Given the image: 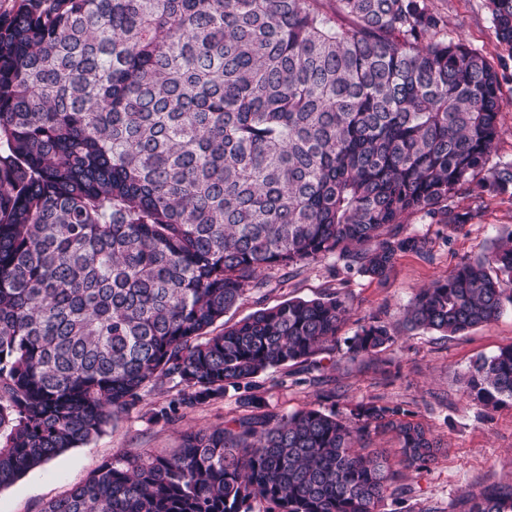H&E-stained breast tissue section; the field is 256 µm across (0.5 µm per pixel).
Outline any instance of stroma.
Listing matches in <instances>:
<instances>
[{
    "label": "stroma",
    "instance_id": "stroma-1",
    "mask_svg": "<svg viewBox=\"0 0 512 512\" xmlns=\"http://www.w3.org/2000/svg\"><path fill=\"white\" fill-rule=\"evenodd\" d=\"M445 20L449 36L487 55L499 74L507 106L502 114L504 133L489 157L490 165L512 163V57L501 54L485 0H431ZM512 226V197H484L475 223L454 236L441 225L421 216L410 217L409 232L426 236L433 254L424 259L401 255L386 279L377 280L337 266L329 257L312 263L293 280L271 275L260 293L249 294L237 310L228 313L236 322L262 307L288 299L316 298L332 292L347 295L350 317L342 337L353 336L365 317L378 314L394 323L420 288L450 274L461 260L486 252L502 227ZM512 345V304L491 323L462 336L415 332L369 361L339 360L334 367L307 373H269L258 378L271 409L292 412L315 402L320 382L335 387L336 412L348 414L357 404L373 399L400 404L440 437L445 456L426 471L404 469L392 436L372 437L370 447L383 450L395 479L383 512H468L464 493L480 494L490 487H512V404L486 408L465 393V379L472 362ZM177 394L173 383H164L146 398L140 412L118 419L112 427L81 448L71 449L49 465L25 473L14 484L0 489V512H42L45 505L67 494L102 461L127 448L152 454L173 453L181 436L223 423L237 410V395L187 411L165 423L150 419L152 408L166 405Z\"/></svg>",
    "mask_w": 512,
    "mask_h": 512
}]
</instances>
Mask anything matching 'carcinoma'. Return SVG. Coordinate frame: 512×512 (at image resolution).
Here are the masks:
<instances>
[{"instance_id": "carcinoma-1", "label": "carcinoma", "mask_w": 512, "mask_h": 512, "mask_svg": "<svg viewBox=\"0 0 512 512\" xmlns=\"http://www.w3.org/2000/svg\"><path fill=\"white\" fill-rule=\"evenodd\" d=\"M512 57V0H486ZM430 0H18L0 14V488L88 444L149 392L150 419L238 393L171 455L126 450L43 512H379L402 462L443 455L400 404L266 409L256 379L336 358L341 293L217 328L265 271L326 257L382 280L421 215L457 233L506 194L497 69L441 34ZM512 228L420 289L407 332L457 336L512 294ZM370 317L345 354L395 343ZM474 401L512 402V345L475 360ZM468 512H512V488Z\"/></svg>"}]
</instances>
